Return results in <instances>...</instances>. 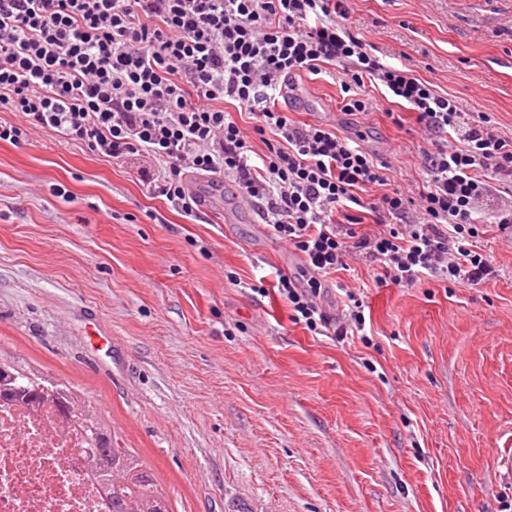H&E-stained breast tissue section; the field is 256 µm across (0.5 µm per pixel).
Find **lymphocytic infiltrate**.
I'll return each mask as SVG.
<instances>
[{"instance_id": "obj_1", "label": "lymphocytic infiltrate", "mask_w": 512, "mask_h": 512, "mask_svg": "<svg viewBox=\"0 0 512 512\" xmlns=\"http://www.w3.org/2000/svg\"><path fill=\"white\" fill-rule=\"evenodd\" d=\"M348 18L345 0H0V112L21 118L0 121V141L41 128L99 156L145 155L163 167L151 191L186 217L202 205L186 174L231 176L271 235L302 255L298 273L277 281L292 322L345 339L365 325L362 301L347 292L338 324L321 300L347 257L377 263L400 287L428 276L479 285L494 268L478 245V208L494 184L512 183V137L368 53ZM327 65L351 78L347 112L366 111L351 90L368 83L415 114L432 144L417 196L388 189L385 164L349 137L277 109L296 76ZM229 101L252 129L224 111ZM374 187L381 195L363 200ZM368 219L382 232L357 234Z\"/></svg>"}]
</instances>
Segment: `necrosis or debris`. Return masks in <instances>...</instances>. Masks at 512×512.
<instances>
[{
  "label": "necrosis or debris",
  "mask_w": 512,
  "mask_h": 512,
  "mask_svg": "<svg viewBox=\"0 0 512 512\" xmlns=\"http://www.w3.org/2000/svg\"><path fill=\"white\" fill-rule=\"evenodd\" d=\"M77 428L53 405L0 401V512H105L98 485L74 454Z\"/></svg>",
  "instance_id": "necrosis-or-debris-1"
}]
</instances>
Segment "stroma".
Here are the masks:
<instances>
[{
    "label": "stroma",
    "instance_id": "obj_1",
    "mask_svg": "<svg viewBox=\"0 0 512 512\" xmlns=\"http://www.w3.org/2000/svg\"><path fill=\"white\" fill-rule=\"evenodd\" d=\"M347 5L372 54L512 136V0ZM343 78H297L288 109L417 193L414 115L393 124L370 86L372 112H344ZM161 171L43 129L0 141L1 357L73 386L170 512H512V235L488 225L496 273L472 288L351 262L322 304L342 319L356 287L365 326L338 342L291 322L273 284L301 258L231 178L193 176L208 207L186 218L150 193Z\"/></svg>",
    "mask_w": 512,
    "mask_h": 512
}]
</instances>
